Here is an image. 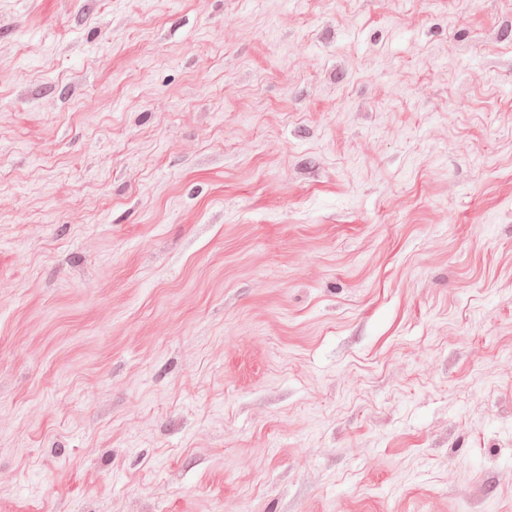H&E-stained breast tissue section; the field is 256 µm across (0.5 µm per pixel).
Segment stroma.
<instances>
[{"instance_id": "1", "label": "stroma", "mask_w": 512, "mask_h": 512, "mask_svg": "<svg viewBox=\"0 0 512 512\" xmlns=\"http://www.w3.org/2000/svg\"><path fill=\"white\" fill-rule=\"evenodd\" d=\"M0 512H512V0H0Z\"/></svg>"}]
</instances>
